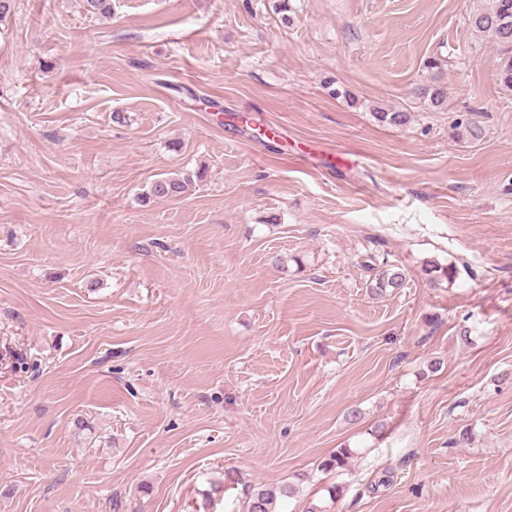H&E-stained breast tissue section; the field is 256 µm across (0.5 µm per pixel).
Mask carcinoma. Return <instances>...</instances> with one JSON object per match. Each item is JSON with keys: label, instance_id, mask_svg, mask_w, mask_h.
Returning a JSON list of instances; mask_svg holds the SVG:
<instances>
[{"label": "carcinoma", "instance_id": "obj_1", "mask_svg": "<svg viewBox=\"0 0 512 512\" xmlns=\"http://www.w3.org/2000/svg\"><path fill=\"white\" fill-rule=\"evenodd\" d=\"M85 10L100 18L112 15V0H83ZM471 29L479 34L490 37L498 50L499 80L505 87L512 89V0H489V4L475 11L469 17ZM418 95L426 98L434 106H440L447 97V90L438 75H433L431 83L418 89ZM378 122L391 126H403L408 123L406 112L380 109L376 112ZM202 174L197 172H182L175 176L161 177L154 180L149 189L143 193L142 201L153 198L178 199L193 190ZM429 280L452 281L455 276L453 267L443 265L435 260H428L423 267ZM405 274L399 269H385L375 278L373 292L382 295L399 292L405 284ZM354 456L351 448H339L321 462L325 471L345 467ZM291 493L288 485L279 491L258 488L252 490L246 504V512H275L277 496L287 497Z\"/></svg>", "mask_w": 512, "mask_h": 512}]
</instances>
